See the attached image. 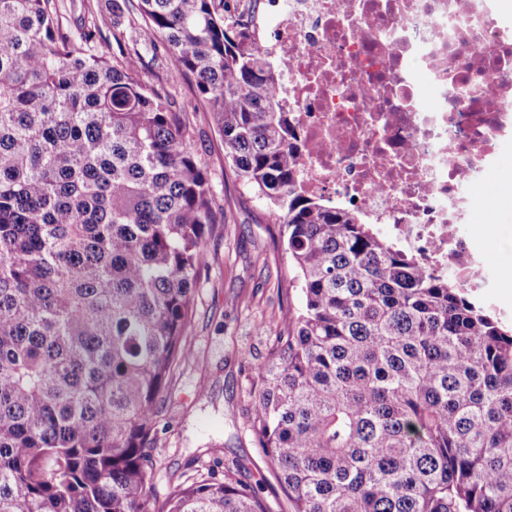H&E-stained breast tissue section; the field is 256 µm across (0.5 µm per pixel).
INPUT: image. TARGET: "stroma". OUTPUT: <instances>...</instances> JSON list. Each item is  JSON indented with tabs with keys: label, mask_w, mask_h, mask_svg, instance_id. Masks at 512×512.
Returning a JSON list of instances; mask_svg holds the SVG:
<instances>
[{
	"label": "stroma",
	"mask_w": 512,
	"mask_h": 512,
	"mask_svg": "<svg viewBox=\"0 0 512 512\" xmlns=\"http://www.w3.org/2000/svg\"><path fill=\"white\" fill-rule=\"evenodd\" d=\"M58 4L71 31L95 22L112 56L139 51L143 79L168 90L188 119L194 149L207 166L214 208L224 216L206 239L207 263L198 275L187 332L191 355L174 368L156 409V467L149 485L153 512H166L175 486L211 468L231 471L255 486L271 512H288V501L250 429L253 367L268 357L283 309L299 302L297 290L289 286L293 271L288 254L275 237L276 211L236 175L212 114L171 66L163 39L138 45L126 36L114 41L106 0ZM508 171L512 145L501 150L486 177V192L475 201L469 232L498 282L497 297L511 307L512 288L503 282L512 271V209L498 206L493 198L497 181ZM482 224L493 225V232L479 233Z\"/></svg>",
	"instance_id": "obj_1"
}]
</instances>
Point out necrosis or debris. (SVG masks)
Wrapping results in <instances>:
<instances>
[{"label": "necrosis or debris", "mask_w": 512, "mask_h": 512, "mask_svg": "<svg viewBox=\"0 0 512 512\" xmlns=\"http://www.w3.org/2000/svg\"><path fill=\"white\" fill-rule=\"evenodd\" d=\"M234 22L274 63L303 193L493 298L463 226L512 143V16L499 0H264Z\"/></svg>", "instance_id": "necrosis-or-debris-1"}]
</instances>
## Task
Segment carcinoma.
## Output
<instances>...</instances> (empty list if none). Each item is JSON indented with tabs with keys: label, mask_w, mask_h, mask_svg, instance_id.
Returning <instances> with one entry per match:
<instances>
[{
	"label": "carcinoma",
	"mask_w": 512,
	"mask_h": 512,
	"mask_svg": "<svg viewBox=\"0 0 512 512\" xmlns=\"http://www.w3.org/2000/svg\"><path fill=\"white\" fill-rule=\"evenodd\" d=\"M162 36L237 176L281 213L301 306L251 427L288 512H512V328L304 195L276 73L224 0H108ZM56 0H0V512H150L154 407L217 223L186 116ZM168 512H270L226 470Z\"/></svg>",
	"instance_id": "cac0c4a2"
}]
</instances>
